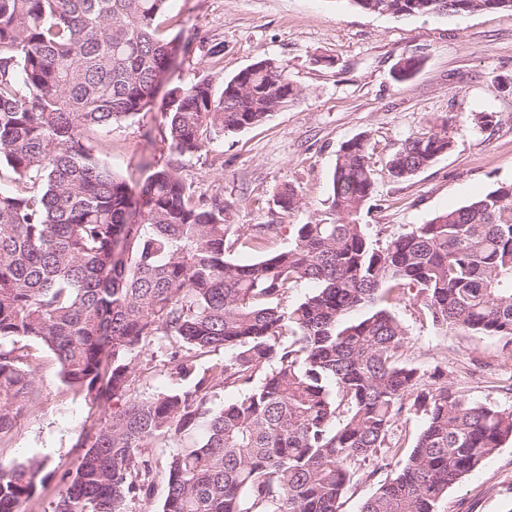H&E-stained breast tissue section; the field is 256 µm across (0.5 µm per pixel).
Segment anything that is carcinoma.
I'll list each match as a JSON object with an SVG mask.
<instances>
[{"mask_svg":"<svg viewBox=\"0 0 512 512\" xmlns=\"http://www.w3.org/2000/svg\"><path fill=\"white\" fill-rule=\"evenodd\" d=\"M408 17L495 9L512 0H350ZM169 0H0V447L22 411L40 407L30 344L52 353L62 381L112 417L85 449L54 512H124L152 494L154 448L167 462L162 512H341L372 456L397 468L360 512H437L448 489L512 439V410L467 399L435 369L402 361L405 330L390 303L415 288L443 330L512 344V183L377 245L357 217L375 192L365 137L337 151L330 222L298 224L268 251L267 232L227 239V206L194 195L169 167L139 193L102 161L87 132L152 109L189 45L157 35ZM422 59L397 63L411 78ZM303 94L286 67L259 58L224 81L169 90L168 139L182 156L214 132L268 120ZM448 123L406 139L387 161L403 181L448 153ZM284 211L295 189L277 194ZM239 246L249 263L226 253ZM314 288L291 308L288 293ZM184 387L132 398L156 339ZM11 344H3V340ZM230 356L200 374V350ZM237 396L214 407L216 390ZM421 415L405 446L393 426ZM48 459L0 467V512H23Z\"/></svg>","mask_w":512,"mask_h":512,"instance_id":"obj_1","label":"carcinoma"}]
</instances>
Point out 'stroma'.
Wrapping results in <instances>:
<instances>
[{"label":"stroma","instance_id":"stroma-1","mask_svg":"<svg viewBox=\"0 0 512 512\" xmlns=\"http://www.w3.org/2000/svg\"><path fill=\"white\" fill-rule=\"evenodd\" d=\"M158 30L192 39L189 52L175 61L173 84L205 79L219 91L225 79L270 57L303 91L287 110L216 134L189 156L169 150L162 93L149 112L91 135L101 159L132 187L171 165L194 194L223 197L234 235L275 224L272 246L285 249L296 225L329 220L336 152L362 135L376 190L358 221L380 244L512 182V90L497 88L512 78V18L499 11L396 18L362 11L349 0H170ZM412 55L422 58L420 69L395 81L396 63ZM479 112L494 113L493 127L475 124ZM442 121L453 143L448 154L412 179H391L386 163L400 143ZM286 184L301 200L288 212L277 203ZM391 311L406 330L407 364L425 374L442 369L469 398L512 409V350L491 337L438 329L412 293ZM33 352L41 405L0 450V461L48 458L47 477L25 512H53L62 474L83 455L78 439L102 426L112 407L71 390L52 354L38 346ZM438 512H512V441L450 488Z\"/></svg>","mask_w":512,"mask_h":512}]
</instances>
